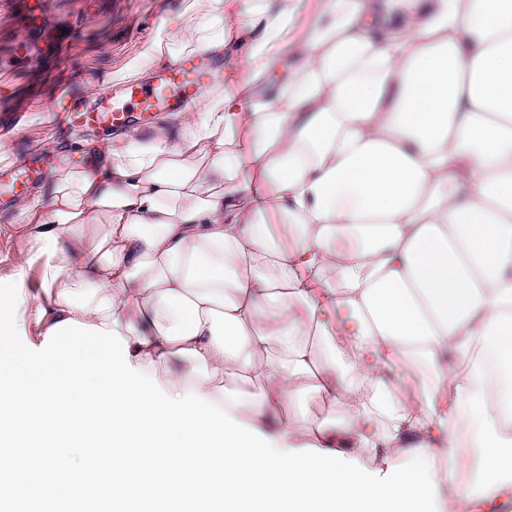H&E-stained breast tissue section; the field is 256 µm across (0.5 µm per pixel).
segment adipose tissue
<instances>
[{
	"instance_id": "1",
	"label": "adipose tissue",
	"mask_w": 512,
	"mask_h": 512,
	"mask_svg": "<svg viewBox=\"0 0 512 512\" xmlns=\"http://www.w3.org/2000/svg\"><path fill=\"white\" fill-rule=\"evenodd\" d=\"M301 4L189 0L127 68L240 50L0 227L45 258L18 317L117 330L169 395L256 430L280 413L289 447L422 453L442 512H474L512 458V0H329L293 40ZM302 389L344 407L335 429L307 438ZM464 444L478 497L441 469ZM394 397L403 403H412L420 396L421 376L412 369L396 371L388 375Z\"/></svg>"
}]
</instances>
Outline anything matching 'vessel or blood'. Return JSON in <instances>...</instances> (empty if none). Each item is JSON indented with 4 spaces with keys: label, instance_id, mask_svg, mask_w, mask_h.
Segmentation results:
<instances>
[{
    "label": "vessel or blood",
    "instance_id": "b4317fda",
    "mask_svg": "<svg viewBox=\"0 0 512 512\" xmlns=\"http://www.w3.org/2000/svg\"><path fill=\"white\" fill-rule=\"evenodd\" d=\"M222 61H207L191 55L178 64L158 69L143 82H131L97 95L86 101L79 96L68 99L69 109L82 113L88 125L108 126L119 132L127 128L148 125L160 112H180L203 92L201 74L206 69L221 66ZM44 161L29 155L25 168H0V200L13 193L17 183L30 179Z\"/></svg>",
    "mask_w": 512,
    "mask_h": 512
}]
</instances>
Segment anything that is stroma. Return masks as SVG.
<instances>
[{
  "label": "stroma",
  "instance_id": "35a3bbf8",
  "mask_svg": "<svg viewBox=\"0 0 512 512\" xmlns=\"http://www.w3.org/2000/svg\"><path fill=\"white\" fill-rule=\"evenodd\" d=\"M186 0H47L38 25L17 19L14 0H0V58L14 43L38 36L36 58L0 66V114L23 108L14 133L0 138V152L27 160L31 151L48 158L47 170L17 190L8 209H0V225L15 223L20 203L47 181L61 160L83 164L110 136L107 128L84 127L63 101L70 93L92 98L101 82L120 78L127 66L156 39L164 37L170 19ZM31 252L30 264L18 266L19 250ZM33 244L0 238V283L23 279L29 294L41 288L43 260Z\"/></svg>",
  "mask_w": 512,
  "mask_h": 512
}]
</instances>
